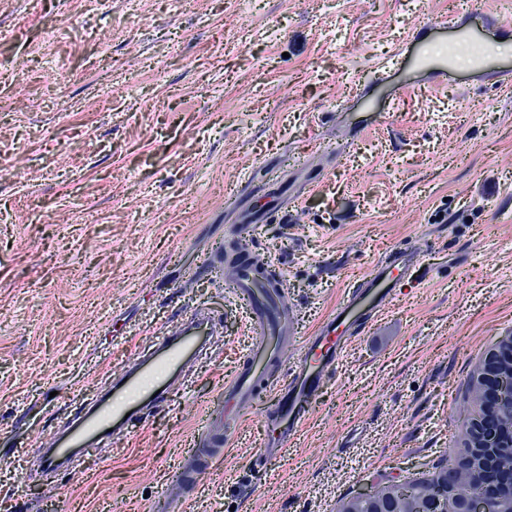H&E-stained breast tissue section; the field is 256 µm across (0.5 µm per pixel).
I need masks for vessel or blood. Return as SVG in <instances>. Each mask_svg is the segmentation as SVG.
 <instances>
[{"label":"vessel or blood","mask_w":512,"mask_h":512,"mask_svg":"<svg viewBox=\"0 0 512 512\" xmlns=\"http://www.w3.org/2000/svg\"><path fill=\"white\" fill-rule=\"evenodd\" d=\"M496 25V20L477 9L451 25L431 23L429 31L443 46L439 54H430L413 37L378 63L377 69H424L444 78L455 66L457 47L476 46L480 52L471 59L473 69L498 88L511 89L512 61L484 50ZM419 264L420 251L415 247L379 261L359 284L349 287L317 329L303 337L296 356L290 358L286 355L288 338L297 329L291 309L282 300L284 282L276 279L258 285L250 255H242L234 294L248 308L252 348L224 382L222 418L209 416L203 422L204 445L226 447L243 417L265 394L270 398L262 415L267 434L259 453L267 461L280 457L303 431L310 409L348 347L382 319L400 293L401 280ZM177 319L174 332L155 337L147 351L113 378L111 394L86 400L84 414L70 420L63 433L53 437L42 455L46 469L75 462L77 455L88 454L109 433L134 428L141 410L167 399L183 380L187 365L207 352L209 338L217 328L208 314L181 312ZM208 465V457L195 456L193 465L179 472L178 482L185 490H193Z\"/></svg>","instance_id":"obj_1"}]
</instances>
